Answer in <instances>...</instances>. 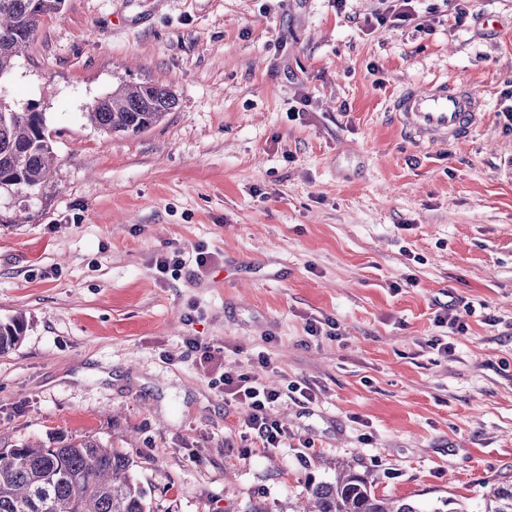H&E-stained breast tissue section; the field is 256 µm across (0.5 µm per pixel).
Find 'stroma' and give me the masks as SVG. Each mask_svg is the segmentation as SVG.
Returning <instances> with one entry per match:
<instances>
[{"instance_id": "35a3bbf8", "label": "stroma", "mask_w": 512, "mask_h": 512, "mask_svg": "<svg viewBox=\"0 0 512 512\" xmlns=\"http://www.w3.org/2000/svg\"><path fill=\"white\" fill-rule=\"evenodd\" d=\"M413 6L386 30L365 23L385 0H64L44 19L0 77L57 155L27 222L0 224V321H26L0 354V447L118 449L150 512H286L348 464L422 512H482L512 483V0ZM435 80L485 113L421 145L389 104ZM124 83L177 106L105 134L88 106ZM176 249L184 268L158 273ZM455 300L461 335L435 320ZM226 369L283 390V447L241 428Z\"/></svg>"}]
</instances>
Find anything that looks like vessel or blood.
I'll return each mask as SVG.
<instances>
[{
	"label": "vessel or blood",
	"mask_w": 512,
	"mask_h": 512,
	"mask_svg": "<svg viewBox=\"0 0 512 512\" xmlns=\"http://www.w3.org/2000/svg\"><path fill=\"white\" fill-rule=\"evenodd\" d=\"M484 98L464 84L435 82L419 90L408 86L390 104L401 129L415 142L457 139L480 121Z\"/></svg>",
	"instance_id": "obj_1"
}]
</instances>
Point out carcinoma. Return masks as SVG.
I'll return each instance as SVG.
<instances>
[{
    "label": "carcinoma",
    "mask_w": 512,
    "mask_h": 512,
    "mask_svg": "<svg viewBox=\"0 0 512 512\" xmlns=\"http://www.w3.org/2000/svg\"><path fill=\"white\" fill-rule=\"evenodd\" d=\"M63 0H0V75L28 46L44 18L60 11ZM176 104L159 85L122 84L88 107L98 130L138 133L161 122ZM56 155L45 114L30 105L0 111V195L21 208L51 178ZM26 324L21 316L0 322V353L14 348ZM130 459L114 448L71 439L57 448L23 444L0 448V512H147L143 490L130 475ZM484 512H512V484H494ZM291 512H420L405 499L375 493L347 466L332 482L308 487L307 502Z\"/></svg>",
    "instance_id": "1"
}]
</instances>
